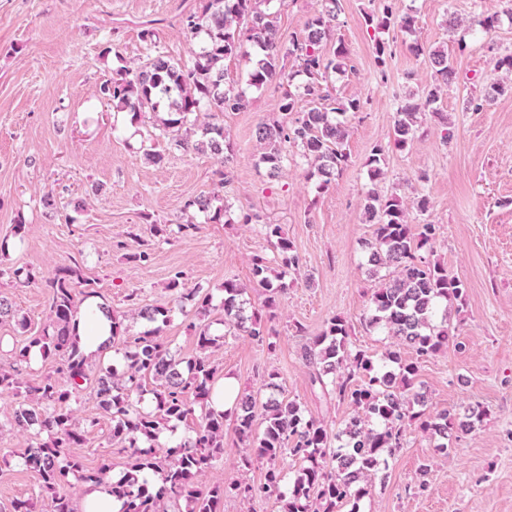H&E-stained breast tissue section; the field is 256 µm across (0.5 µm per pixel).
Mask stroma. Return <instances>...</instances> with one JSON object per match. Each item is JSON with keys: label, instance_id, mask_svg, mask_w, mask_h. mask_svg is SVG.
I'll list each match as a JSON object with an SVG mask.
<instances>
[{"label": "stroma", "instance_id": "35a3bbf8", "mask_svg": "<svg viewBox=\"0 0 512 512\" xmlns=\"http://www.w3.org/2000/svg\"><path fill=\"white\" fill-rule=\"evenodd\" d=\"M206 0H0V236L16 218L26 224L25 244L0 259L6 266H26L42 275L78 264L123 322L128 335L146 329L133 318L136 304H167V284L182 272L186 287L211 293V330L223 335L217 355L222 374L234 376L242 391L268 395L270 374H277L278 396L296 401L305 416L337 430L351 411L349 403L322 397L310 382L302 353L325 320L344 317L352 349L382 358L391 340L367 329L368 298L378 278L368 272L365 243L372 227L362 216L370 189L410 200L426 194V213L409 211L413 224L437 228L433 258L450 276L464 281L467 296L452 313L454 342L421 360L417 386L431 411L479 407L487 412L475 432L449 442L440 451L420 430L406 437L400 452L375 476L360 512H512V93L489 99L483 109L468 100L486 97L490 86L511 81L512 73L495 62L512 52V0H394L397 13L415 19L413 34L394 30L388 38L392 58L378 68L373 33L365 13L380 0H340L336 37L349 50L351 71L332 78L331 93L341 101L360 100L363 108L346 115L347 166L329 188L316 192L309 167L297 150L279 177H269L259 163L262 146L255 138L260 122H281L278 102L286 87L272 82L247 84L249 62H223L224 84L245 90L248 107L219 117L200 112L201 125L218 119L234 146L232 163L210 152L184 151L153 136V118L129 114L100 103V86L123 70L144 65L162 54L191 61L193 44L182 20L202 11ZM321 8L320 0H283L277 12L282 39L302 35ZM495 14L499 22L482 38L470 34L473 14ZM152 30V41L142 39ZM466 51H459V41ZM425 52L414 55L410 44ZM446 51L457 78L445 88L437 111L419 114L417 132L406 148H392L394 113L409 94H422L435 83L428 53ZM387 148L384 174L370 181L366 166L373 146ZM161 155L148 163L145 152ZM229 170L219 183V170ZM54 201L46 217L44 196ZM208 195L229 201L234 213L256 214V222L227 224L195 215L189 236H155L154 224L186 222L183 203ZM82 210H75V202ZM278 224L302 258L287 276V293L274 317L266 319L275 342L267 349L249 336L227 332L222 288L235 280L244 288L248 311H261L263 295L254 288L251 262L268 253L262 225ZM144 251L147 262L132 260ZM7 298L27 320V329L0 324V336L15 344L38 335L49 313L45 289L19 287L0 278ZM17 404L0 395V512L14 499L35 494L38 479L21 463L32 439L5 422ZM72 407L80 424L90 425L80 454L92 465L112 459L121 474L129 452L110 439V420L92 390L76 395ZM246 447L234 422L224 424V457L204 483H262L264 463L242 468Z\"/></svg>", "mask_w": 512, "mask_h": 512}]
</instances>
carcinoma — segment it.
I'll use <instances>...</instances> for the list:
<instances>
[{
	"mask_svg": "<svg viewBox=\"0 0 512 512\" xmlns=\"http://www.w3.org/2000/svg\"><path fill=\"white\" fill-rule=\"evenodd\" d=\"M273 0H208L201 13L189 14L183 23L185 34L195 44L191 63L175 62L163 55L148 60L140 69L127 71L120 78L103 83L100 95L136 118L153 114L155 129L185 150L190 148L187 127L189 116L197 112H239L248 105L245 91L224 88V70L217 63L227 57L252 63L248 85L259 88L273 80L294 81L301 95L311 99L306 111L297 109V96L287 91L279 109L293 115L286 125L261 123L257 140L264 145L260 162L274 176L288 161V147L300 149L301 156L315 163L317 191L327 188L348 162L345 127L340 116L358 112L360 101L339 102L324 91L320 80L330 73H344L349 67V51L335 40L331 22L340 11L339 0H321L322 8L306 23L305 34L283 42L266 5ZM367 27L373 30L374 54L379 67L387 65L392 51L384 35L398 29L414 31L410 14L399 15L393 0H382L379 12L365 14ZM498 17L479 14L469 29L489 32ZM336 42L332 53L323 45ZM294 55L300 69L286 74L280 60ZM438 85L426 92L424 102L407 100L398 107L394 121L393 144L405 148L415 134L416 114L439 99L438 87L453 83L456 70L441 50L430 53ZM199 144L230 161L233 146L224 136V125L208 123L196 131ZM386 148L376 145L368 157V173L375 181L383 175ZM197 211L216 221L230 220V206L213 207L210 197L185 202L183 211ZM363 212L372 225L367 262L376 273L383 269L389 279L375 289L369 299L367 326L410 347L414 357L402 358L390 349L378 361L350 347L347 321L338 315L328 319L325 330L304 348L303 357L313 368L312 382L327 391L323 377L333 375L332 391L347 401L353 411L343 428L332 434L323 421L301 415L293 400L274 396L266 400L245 394L229 411L212 408L211 400L219 369L212 353L224 345V336L210 332L206 324L196 330V354L178 358L170 352L162 331L177 309L186 301L195 305V313L207 316L211 299L198 289L184 288L181 274L169 280L173 305L136 308L137 317L153 324L132 340L124 338L123 323L106 304L112 320L111 337L102 346L123 354L125 368L117 372L112 364L82 351L74 318L77 304L101 299L100 293L87 287L83 270L77 265L59 269L41 279L25 266L0 268L18 285L41 283L49 296V320L42 332L9 353L14 363L0 367V394L7 391L22 398L7 419L11 428L46 435L25 449L23 463L39 480L40 493L11 503L10 512H77L73 498L63 487L76 481L102 487L120 504L119 512H161L168 502L185 505L184 512H219L224 498L235 495L253 497L249 484L232 481L204 485L200 477L213 469L224 455V422L235 423L239 438L253 452L243 466L266 462L264 482L259 492L282 502V512H343L351 502L369 494L372 477L386 467L388 459L404 447L407 432L418 429L437 440V448H448L447 440L457 434L478 430L485 410L468 408L462 412L445 409L433 414L426 409L424 395L415 390L420 360L448 348L452 326L448 305L465 301L463 281L448 275L440 263L424 254L431 246L436 228L433 224H409L407 207L396 196H383L373 190L365 196ZM271 255L252 259L254 287L262 290L264 307L273 308L288 284L282 277H270L272 265L296 270L300 257L293 243L278 224L263 225ZM25 223L17 220L10 236L0 238V256L22 247ZM243 289L232 280L224 282V323L275 349V342L257 313L245 314ZM123 345L124 349L117 348ZM38 349L42 358L57 364V379L48 375L36 383L27 381L23 370L30 354ZM155 387L145 389L146 381ZM94 390L99 405L111 421L112 442L131 450L126 472L116 479L112 460L101 457L93 467L84 465L72 452L87 440V430L77 422L72 409L76 394ZM150 403L142 405L143 396ZM197 416L192 435L185 440L163 444L160 437L174 422ZM292 457L299 469L294 478L278 465L283 456Z\"/></svg>",
	"mask_w": 512,
	"mask_h": 512,
	"instance_id": "cac0c4a2",
	"label": "carcinoma"
}]
</instances>
